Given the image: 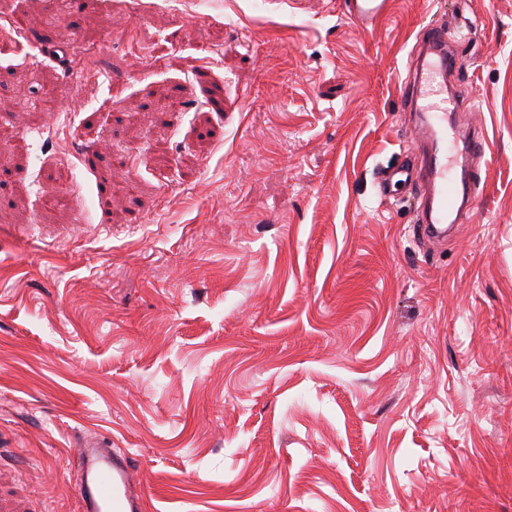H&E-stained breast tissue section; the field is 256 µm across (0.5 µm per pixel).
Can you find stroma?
Returning <instances> with one entry per match:
<instances>
[{
	"label": "stroma",
	"mask_w": 512,
	"mask_h": 512,
	"mask_svg": "<svg viewBox=\"0 0 512 512\" xmlns=\"http://www.w3.org/2000/svg\"><path fill=\"white\" fill-rule=\"evenodd\" d=\"M440 19L489 166L441 245L378 187ZM0 126V512L90 442L147 512H512V0H0ZM392 0H340L343 15L367 29L374 27L390 11Z\"/></svg>",
	"instance_id": "stroma-1"
}]
</instances>
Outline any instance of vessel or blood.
<instances>
[{
    "label": "vessel or blood",
    "mask_w": 512,
    "mask_h": 512,
    "mask_svg": "<svg viewBox=\"0 0 512 512\" xmlns=\"http://www.w3.org/2000/svg\"><path fill=\"white\" fill-rule=\"evenodd\" d=\"M392 0H339L343 15L368 28L390 11ZM463 59L458 44L449 42L443 25L427 24L413 47L403 86L404 111L413 113V132L405 158L381 171V190L403 184L418 187L413 216L422 238L445 236L449 227L463 223L477 197L474 177L456 178L459 158H481L486 151L484 129L475 125L468 137L449 136V125L464 112L462 100L448 92V77ZM74 491L80 512H145L144 494L132 482L130 456L108 448H84L79 453Z\"/></svg>",
    "instance_id": "1"
}]
</instances>
